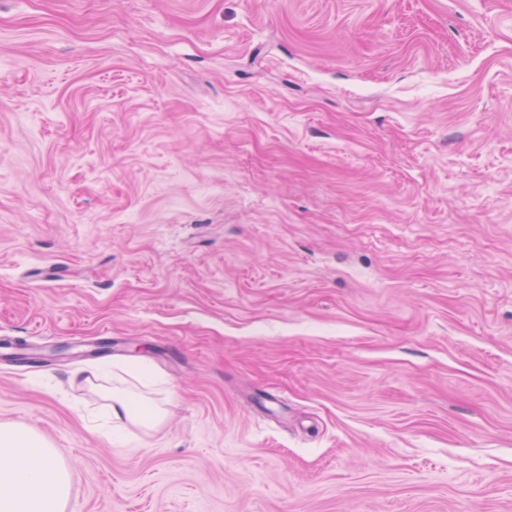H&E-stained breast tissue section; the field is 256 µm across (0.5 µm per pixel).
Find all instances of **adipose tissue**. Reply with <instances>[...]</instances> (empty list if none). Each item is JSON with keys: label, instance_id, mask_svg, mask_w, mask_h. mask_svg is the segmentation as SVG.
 Returning a JSON list of instances; mask_svg holds the SVG:
<instances>
[{"label": "adipose tissue", "instance_id": "adipose-tissue-1", "mask_svg": "<svg viewBox=\"0 0 512 512\" xmlns=\"http://www.w3.org/2000/svg\"><path fill=\"white\" fill-rule=\"evenodd\" d=\"M68 474L29 428L0 424V512H63Z\"/></svg>", "mask_w": 512, "mask_h": 512}]
</instances>
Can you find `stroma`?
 Returning a JSON list of instances; mask_svg holds the SVG:
<instances>
[{"label":"stroma","mask_w":512,"mask_h":512,"mask_svg":"<svg viewBox=\"0 0 512 512\" xmlns=\"http://www.w3.org/2000/svg\"><path fill=\"white\" fill-rule=\"evenodd\" d=\"M1 423L64 512H512V0H0ZM112 403L108 407V416L112 421L113 433L116 439L121 440V431L124 428V420H139L143 424H154L160 419V412L156 410L141 414L133 407L132 401L121 390L112 389Z\"/></svg>","instance_id":"obj_1"}]
</instances>
